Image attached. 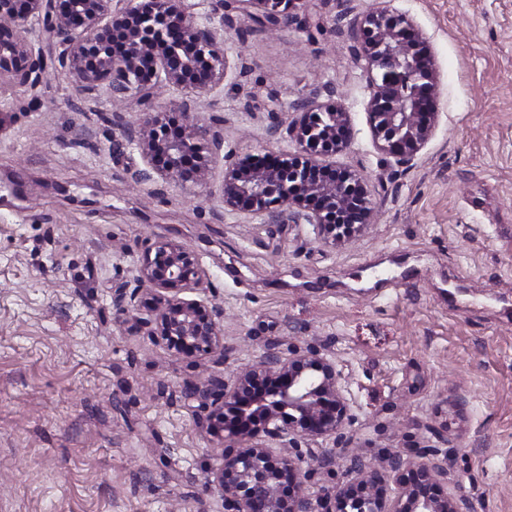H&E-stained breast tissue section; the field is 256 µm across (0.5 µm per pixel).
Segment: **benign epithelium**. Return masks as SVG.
<instances>
[{"mask_svg":"<svg viewBox=\"0 0 512 512\" xmlns=\"http://www.w3.org/2000/svg\"><path fill=\"white\" fill-rule=\"evenodd\" d=\"M237 9L259 27L278 31L296 16L294 0H235ZM38 27L43 39L59 48L79 86L91 89L108 82L112 97L130 93L153 104L160 86H173L199 97L224 78V40L218 29L201 21L184 0H126L114 9L112 0H0V75L20 84H35L42 71V51L26 34ZM359 56L378 75L369 76L367 123L375 147L405 163L425 146L438 121L435 111L438 76L425 37L411 20L381 9L371 12L354 31ZM180 120L165 112H145L122 136L141 150L146 179H204L203 150L220 148L224 136L215 123H202L189 102L173 103ZM299 146L296 154L249 155L228 164L221 187L224 209L266 214L278 222L303 220L317 235H338L326 214L336 210L359 215L370 223L372 202L364 183L348 171L336 173L310 160L321 150L347 148L354 130L341 103L323 107L305 104L300 119L288 127ZM137 280L144 293L137 305H122L125 288L112 289L119 303L116 325L145 328L163 341L174 356L224 355L223 311L182 293L207 285L206 272L183 243L158 238L142 253ZM208 409L206 429L224 409L236 424L224 427L241 444L207 473L205 494L217 492L224 512H462L464 499L441 487L447 480L443 450L430 446L408 449L413 458L386 452L381 464L353 452L346 480L320 494L304 478L333 463L335 453L305 456L298 439L333 438L354 421L342 371L317 350L288 360L266 354L228 382L208 378L192 385ZM281 441L286 453L275 455L265 438ZM316 468L303 470L306 461ZM396 485L387 496L388 481Z\"/></svg>","mask_w":512,"mask_h":512,"instance_id":"7a95c632","label":"benign epithelium"}]
</instances>
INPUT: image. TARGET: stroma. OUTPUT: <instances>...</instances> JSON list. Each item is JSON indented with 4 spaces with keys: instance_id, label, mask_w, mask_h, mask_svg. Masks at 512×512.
Instances as JSON below:
<instances>
[{
    "instance_id": "obj_1",
    "label": "stroma",
    "mask_w": 512,
    "mask_h": 512,
    "mask_svg": "<svg viewBox=\"0 0 512 512\" xmlns=\"http://www.w3.org/2000/svg\"><path fill=\"white\" fill-rule=\"evenodd\" d=\"M410 18L439 75V122L402 164L374 146L366 63L351 27ZM296 24L259 28L235 8L224 79L193 112L224 146L206 183L140 178L120 134L144 107L78 88L45 49L35 87L0 77V512H224L202 494L237 442L202 429L208 376L309 348L336 361L367 460L436 444L449 491L473 512H512V0H295ZM338 101L356 137L320 164L359 175L370 224L331 244L311 225L225 210L224 162L295 151L301 100ZM198 256L196 298L224 310L227 356L177 357L118 328L112 290L136 288L149 238ZM335 451L312 490L343 480Z\"/></svg>"
}]
</instances>
